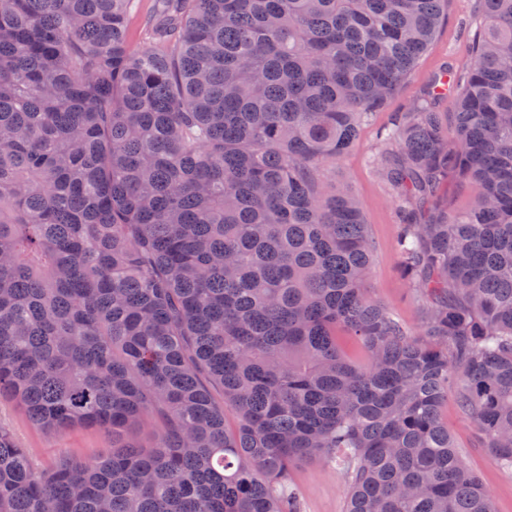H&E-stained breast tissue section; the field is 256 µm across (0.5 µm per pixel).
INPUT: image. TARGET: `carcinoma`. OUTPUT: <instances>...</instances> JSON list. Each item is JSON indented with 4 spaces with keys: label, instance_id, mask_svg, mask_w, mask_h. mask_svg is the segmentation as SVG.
<instances>
[{
    "label": "carcinoma",
    "instance_id": "obj_1",
    "mask_svg": "<svg viewBox=\"0 0 512 512\" xmlns=\"http://www.w3.org/2000/svg\"><path fill=\"white\" fill-rule=\"evenodd\" d=\"M478 2L465 79L434 74L379 159L412 334L368 297L362 209L321 172L447 0H153L140 52L139 0H0V398L112 434L36 470L0 424V512H300L314 457L346 512H495L440 419L455 386L512 472V0ZM449 179L467 212L438 203ZM290 487L301 512H345L346 483L336 465L303 461L292 470Z\"/></svg>",
    "mask_w": 512,
    "mask_h": 512
}]
</instances>
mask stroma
<instances>
[{"instance_id": "obj_1", "label": "stroma", "mask_w": 512, "mask_h": 512, "mask_svg": "<svg viewBox=\"0 0 512 512\" xmlns=\"http://www.w3.org/2000/svg\"><path fill=\"white\" fill-rule=\"evenodd\" d=\"M479 22L477 0H448V17L410 79L362 125L351 150L321 174L325 182L347 187L360 201L375 243L366 281L367 293L412 331L417 330L423 320L421 303L416 291L399 274L398 201L378 168L377 158L385 147L386 129L400 113L408 111L429 76L446 65L461 69L470 66ZM441 419L464 464L479 477L491 495L496 512H512V473L503 471L482 448L472 421L454 400L442 405ZM0 422L7 424L18 442L31 450L32 462L41 470L56 464L64 454L93 459L112 445L111 434L99 429L74 428L59 434L41 431L22 409L6 400L0 401ZM290 486L301 512H345L346 483L336 467L315 460L297 463Z\"/></svg>"}]
</instances>
